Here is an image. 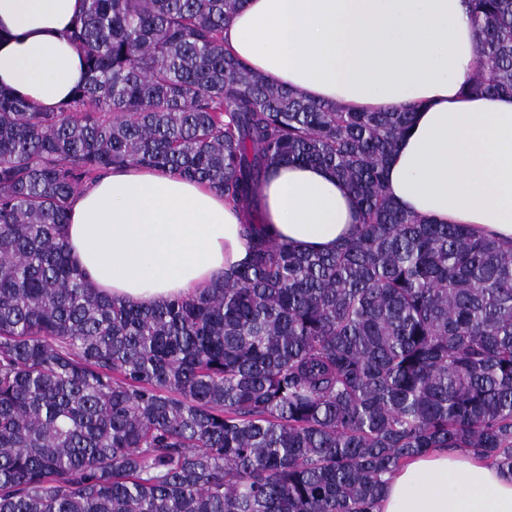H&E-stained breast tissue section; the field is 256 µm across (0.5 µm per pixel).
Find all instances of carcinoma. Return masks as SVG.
Instances as JSON below:
<instances>
[{"label":"carcinoma","mask_w":512,"mask_h":512,"mask_svg":"<svg viewBox=\"0 0 512 512\" xmlns=\"http://www.w3.org/2000/svg\"><path fill=\"white\" fill-rule=\"evenodd\" d=\"M245 0H84L86 73L43 112L0 87V512H376L399 467L472 451L512 476V241L385 191L411 113L317 102L224 48ZM463 89L512 94V0H470ZM320 165L360 224L270 238L262 184ZM224 194L247 256L147 308L71 260V199L114 167Z\"/></svg>","instance_id":"cac0c4a2"}]
</instances>
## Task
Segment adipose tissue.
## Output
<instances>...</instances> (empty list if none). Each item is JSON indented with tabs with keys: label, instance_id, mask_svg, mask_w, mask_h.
<instances>
[{
	"label": "adipose tissue",
	"instance_id": "ef3b65f1",
	"mask_svg": "<svg viewBox=\"0 0 512 512\" xmlns=\"http://www.w3.org/2000/svg\"><path fill=\"white\" fill-rule=\"evenodd\" d=\"M83 0H0V85L39 109L84 73L66 37ZM469 0H246L224 27L234 57L279 85L362 111L414 110L386 164L402 209L512 239V95L470 97ZM277 241L326 252L359 222L348 186L323 167L280 164L262 187ZM67 244L105 297L153 306L210 287L245 256L237 209L161 168L117 167L77 194ZM379 512H512V477L465 451L411 459Z\"/></svg>",
	"mask_w": 512,
	"mask_h": 512
}]
</instances>
